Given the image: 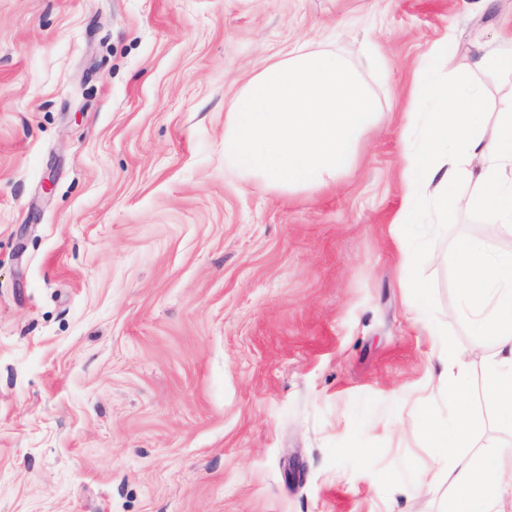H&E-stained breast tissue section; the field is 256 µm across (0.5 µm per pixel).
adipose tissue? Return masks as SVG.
<instances>
[{
    "instance_id": "obj_1",
    "label": "adipose tissue",
    "mask_w": 512,
    "mask_h": 512,
    "mask_svg": "<svg viewBox=\"0 0 512 512\" xmlns=\"http://www.w3.org/2000/svg\"><path fill=\"white\" fill-rule=\"evenodd\" d=\"M483 62L498 72L503 92L493 133L484 132L481 91L469 71H458L446 85L432 86L440 108L429 118L420 149L406 156L405 201L394 218L395 226L418 223V201L424 195L432 201L436 220H444L454 187L470 178L476 189L463 199V207L493 223L512 224V57L491 49ZM453 261L475 328L496 338L494 352L484 358L486 399L499 415L511 420L512 258L490 262L476 244L462 240ZM428 333L440 367L431 395L456 407L452 424H424L453 488L449 512H512V455L471 454L475 423L469 387L457 369L463 353L439 327H429Z\"/></svg>"
}]
</instances>
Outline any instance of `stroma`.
Segmentation results:
<instances>
[{
  "label": "stroma",
  "mask_w": 512,
  "mask_h": 512,
  "mask_svg": "<svg viewBox=\"0 0 512 512\" xmlns=\"http://www.w3.org/2000/svg\"><path fill=\"white\" fill-rule=\"evenodd\" d=\"M471 2L0 0V512H448L426 328L464 353L475 448L512 438L450 261L512 231L390 223L431 82L472 69L499 106L476 63L512 0ZM302 41L379 111L338 185L283 191L225 167L224 114Z\"/></svg>",
  "instance_id": "obj_1"
}]
</instances>
